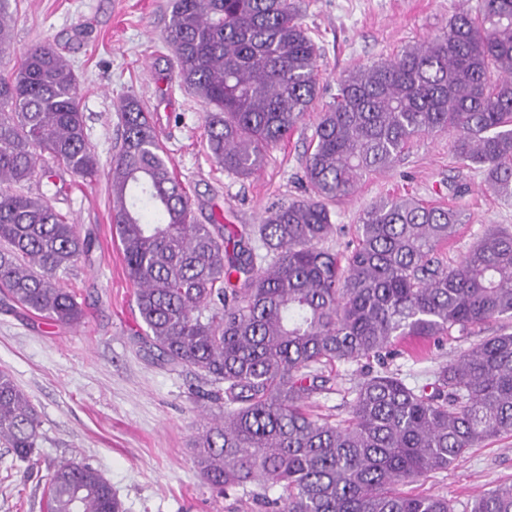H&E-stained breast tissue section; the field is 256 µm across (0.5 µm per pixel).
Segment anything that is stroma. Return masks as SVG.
Segmentation results:
<instances>
[{
  "mask_svg": "<svg viewBox=\"0 0 512 512\" xmlns=\"http://www.w3.org/2000/svg\"><path fill=\"white\" fill-rule=\"evenodd\" d=\"M297 2L319 47L318 97L262 169L242 178L217 170L206 149L208 106L179 85L174 51L163 40L173 0H10L12 46L0 65H17L36 43H50L64 56L78 79L80 109L99 169L56 202L96 239L70 274L85 320L62 327L0 304V369L12 375L39 419L30 461L16 459L0 445V512H47L48 479L73 460L104 475L123 512H262L249 497L212 494L194 463L195 435L220 412L209 397L213 385L202 372L160 364L139 339L135 287L112 232L109 163L121 130L117 105L136 98L187 187L197 222L231 228L259 223L275 204L304 197L305 152L340 78L434 38L462 5V0ZM389 195L465 210L468 223L459 225L442 248L451 266L487 225L512 227V201L497 200L487 191L482 174L460 164L450 136L441 134L413 140L394 167L367 176L336 204L330 247L343 249L363 210ZM502 326L496 320L470 335L449 336L428 354L403 355L394 365L410 384L425 385L439 362ZM332 374L336 392L314 397L310 408L341 419L346 412L340 391L359 376L360 367L339 364ZM504 482H512V434L485 441L447 471L405 489L444 495L461 506Z\"/></svg>",
  "mask_w": 512,
  "mask_h": 512,
  "instance_id": "35a3bbf8",
  "label": "stroma"
}]
</instances>
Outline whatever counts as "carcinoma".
I'll list each match as a JSON object with an SVG mask.
<instances>
[{"label":"carcinoma","mask_w":512,"mask_h":512,"mask_svg":"<svg viewBox=\"0 0 512 512\" xmlns=\"http://www.w3.org/2000/svg\"><path fill=\"white\" fill-rule=\"evenodd\" d=\"M163 38L180 83L210 107L207 149L227 174L260 170L316 98L318 47L291 0H174ZM118 111L112 223L142 341L164 364L224 385V418L193 442L205 484L224 496L255 487L264 512H455L401 486L512 432V333L438 364L422 387L387 358L404 341L425 348L512 318V230L486 231L450 268L438 252L464 212L389 196L360 214L344 250L325 242L331 206L420 136L450 135L455 158L512 198V0H477L427 43L343 76L306 154L308 196L240 233L197 223L142 104L124 98ZM98 164L74 71L51 45H32L0 74V303L62 326L85 319L65 280L93 239L54 201L63 174L87 180ZM34 180L38 192L24 190ZM363 360L378 367L343 390L346 418L306 411L332 391L323 368ZM37 434L33 407L1 370L0 443L28 460ZM47 512L122 504L98 470L71 462L51 475ZM469 512H512V484L482 491Z\"/></svg>","instance_id":"obj_1"}]
</instances>
